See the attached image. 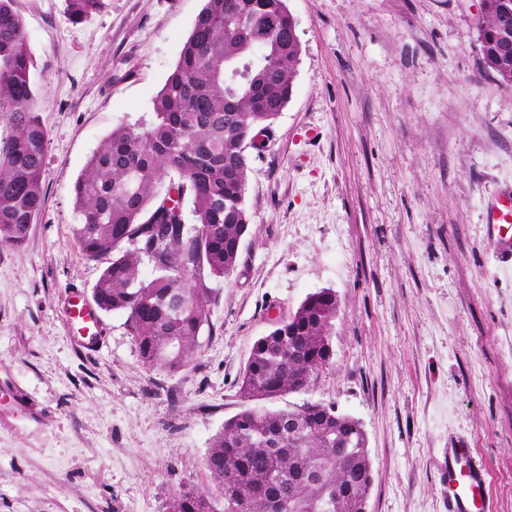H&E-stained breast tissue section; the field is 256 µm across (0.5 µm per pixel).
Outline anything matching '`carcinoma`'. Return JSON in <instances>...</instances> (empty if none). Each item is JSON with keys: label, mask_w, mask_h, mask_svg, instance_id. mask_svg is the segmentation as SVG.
I'll use <instances>...</instances> for the list:
<instances>
[{"label": "carcinoma", "mask_w": 512, "mask_h": 512, "mask_svg": "<svg viewBox=\"0 0 512 512\" xmlns=\"http://www.w3.org/2000/svg\"><path fill=\"white\" fill-rule=\"evenodd\" d=\"M13 2L0 0V113L9 124L0 136V245L19 247L45 203L47 130ZM102 2L66 0L67 16L78 23ZM481 5L483 67L512 88V57L501 58L498 46L502 26L512 28V0ZM300 54L286 0H205L153 100V121L115 126L74 183L80 253L112 254L95 301L127 314L149 365L178 370L199 351L210 317L201 275L225 278L237 265L251 221L247 145L288 104ZM167 176L163 195L158 185ZM337 309L334 290L311 293L255 341L239 375L247 405L224 422L206 456L219 495L181 489L179 512H361L372 475L359 420L322 402L272 407L286 393L306 391L331 364Z\"/></svg>", "instance_id": "cac0c4a2"}]
</instances>
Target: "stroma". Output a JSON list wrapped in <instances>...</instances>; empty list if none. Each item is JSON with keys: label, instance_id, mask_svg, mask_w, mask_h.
Wrapping results in <instances>:
<instances>
[{"label": "stroma", "instance_id": "35a3bbf8", "mask_svg": "<svg viewBox=\"0 0 512 512\" xmlns=\"http://www.w3.org/2000/svg\"><path fill=\"white\" fill-rule=\"evenodd\" d=\"M301 55L288 105L248 149L251 216L229 278L204 277L200 353L145 364L127 316L87 355L71 289L92 298L71 188L119 123L152 121L204 0H15L48 131L45 205L0 246V512H168L214 491L205 458L245 405L239 374L271 319L334 289L332 363L276 407L335 403L368 439L366 512H447L439 469L466 440L512 512V272L487 209L512 184V88L479 52L481 0H286ZM66 13L69 20L78 23L102 7L103 0H66Z\"/></svg>", "mask_w": 512, "mask_h": 512}]
</instances>
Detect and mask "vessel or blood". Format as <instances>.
<instances>
[{
  "instance_id": "1",
  "label": "vessel or blood",
  "mask_w": 512,
  "mask_h": 512,
  "mask_svg": "<svg viewBox=\"0 0 512 512\" xmlns=\"http://www.w3.org/2000/svg\"><path fill=\"white\" fill-rule=\"evenodd\" d=\"M488 228L503 256L512 260V191L503 193L487 210ZM65 315L73 336L85 352L103 343L95 306L86 303L80 289H72ZM448 512H493L488 472L463 441L453 442L441 467Z\"/></svg>"
}]
</instances>
